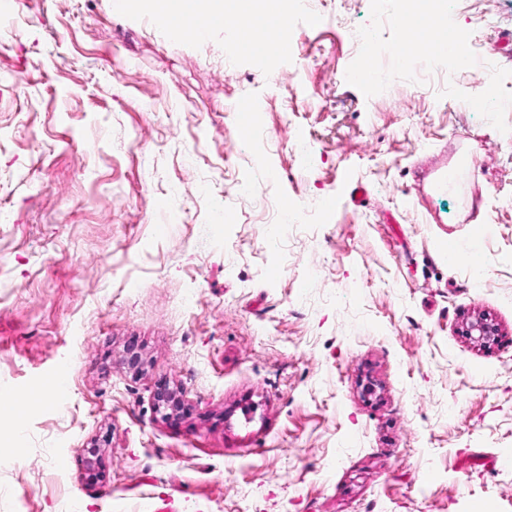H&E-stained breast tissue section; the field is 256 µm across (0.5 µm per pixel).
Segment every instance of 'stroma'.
Masks as SVG:
<instances>
[{"mask_svg":"<svg viewBox=\"0 0 512 512\" xmlns=\"http://www.w3.org/2000/svg\"><path fill=\"white\" fill-rule=\"evenodd\" d=\"M399 6L317 0L287 52L236 59L246 17L197 41L145 5L0 0V394L69 369L0 455V512H512V0H453L468 70L352 84ZM433 160L453 186L425 194ZM287 204L310 223L270 237ZM477 314L497 342L464 335ZM153 398L157 412L177 411L183 407V400L179 392L167 385L158 387L153 394Z\"/></svg>","mask_w":512,"mask_h":512,"instance_id":"35a3bbf8","label":"stroma"}]
</instances>
